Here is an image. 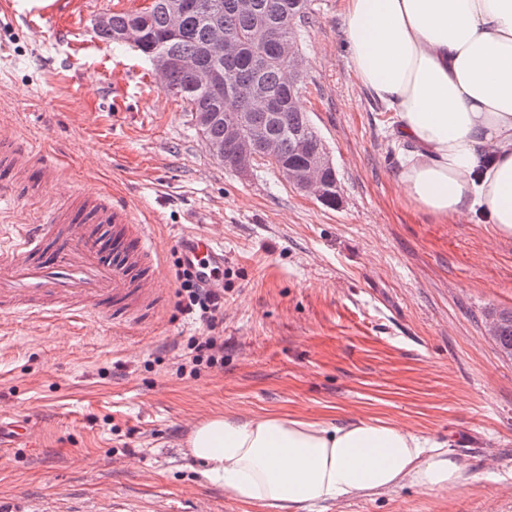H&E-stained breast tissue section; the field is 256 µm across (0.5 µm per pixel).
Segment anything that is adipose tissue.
I'll return each instance as SVG.
<instances>
[{
	"label": "adipose tissue",
	"mask_w": 512,
	"mask_h": 512,
	"mask_svg": "<svg viewBox=\"0 0 512 512\" xmlns=\"http://www.w3.org/2000/svg\"><path fill=\"white\" fill-rule=\"evenodd\" d=\"M344 20L352 71L411 145L405 199L512 237V0H346ZM187 447L234 500L279 512L470 480L447 442L372 420L213 415Z\"/></svg>",
	"instance_id": "adipose-tissue-1"
}]
</instances>
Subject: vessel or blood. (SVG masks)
Masks as SVG:
<instances>
[{
  "label": "vessel or blood",
  "mask_w": 512,
  "mask_h": 512,
  "mask_svg": "<svg viewBox=\"0 0 512 512\" xmlns=\"http://www.w3.org/2000/svg\"><path fill=\"white\" fill-rule=\"evenodd\" d=\"M28 180L41 181L57 195L45 223L0 241V314H78L95 320L116 303L123 304L128 317L153 309L162 289L154 274L150 225L91 187L83 190L80 205H71L58 166L1 134L0 185L10 188ZM53 224L69 225L70 230L59 254L46 259L42 252ZM175 243L184 264L224 265V247L211 235L184 232Z\"/></svg>",
  "instance_id": "vessel-or-blood-1"
}]
</instances>
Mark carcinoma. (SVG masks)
Segmentation results:
<instances>
[{
    "label": "carcinoma",
    "mask_w": 512,
    "mask_h": 512,
    "mask_svg": "<svg viewBox=\"0 0 512 512\" xmlns=\"http://www.w3.org/2000/svg\"><path fill=\"white\" fill-rule=\"evenodd\" d=\"M188 7L182 28L173 33L169 27L167 0H155L142 10L106 13L107 23L96 27L99 38L109 43H123L121 34L136 25L143 29L145 41L138 51L145 61L156 65L161 58L190 59L194 67L185 69L173 65L165 73V89L185 105L197 132L208 148H216L214 156L220 164L233 169L241 154L240 143L224 136L225 101L237 102L236 111L250 113L249 134L252 143V163L261 165L264 137L274 134L280 143V161L298 164L303 155L296 151L290 132L306 134V151L325 149L320 135L307 113L297 109L296 95L283 83L281 65L276 59L280 43L288 39L301 40L302 33L312 22V0H253V10L243 13L237 0H185ZM239 43V53L233 58L218 56L211 50V32L215 25ZM261 37H256L257 33ZM216 71L229 81V90L214 96L200 84L197 72ZM258 83L278 102L272 112H257L250 108L247 95L251 85ZM487 317L500 318L495 336L498 351L512 358V309H492Z\"/></svg>",
    "instance_id": "1"
}]
</instances>
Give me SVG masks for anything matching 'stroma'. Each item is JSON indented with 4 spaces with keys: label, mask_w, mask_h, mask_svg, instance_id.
Returning <instances> with one entry per match:
<instances>
[{
    "label": "stroma",
    "mask_w": 512,
    "mask_h": 512,
    "mask_svg": "<svg viewBox=\"0 0 512 512\" xmlns=\"http://www.w3.org/2000/svg\"><path fill=\"white\" fill-rule=\"evenodd\" d=\"M0 0V128L155 229L164 290L138 328L0 319V418L29 441L0 449V498L43 512H261L206 480L187 453L215 414L382 420L438 440L472 474L441 492L406 486L325 512H512V360L486 312L512 308V238L483 216L439 219L405 201L407 144L354 76L344 0H313L299 95L336 169L328 207L270 166L241 178L213 159L181 100L137 51L100 40L118 2ZM55 4L30 28L25 12ZM47 199L0 201V237L40 224ZM198 223L224 245V322L179 311L174 244ZM224 339V365L180 370L190 337Z\"/></svg>",
    "instance_id": "1"
}]
</instances>
